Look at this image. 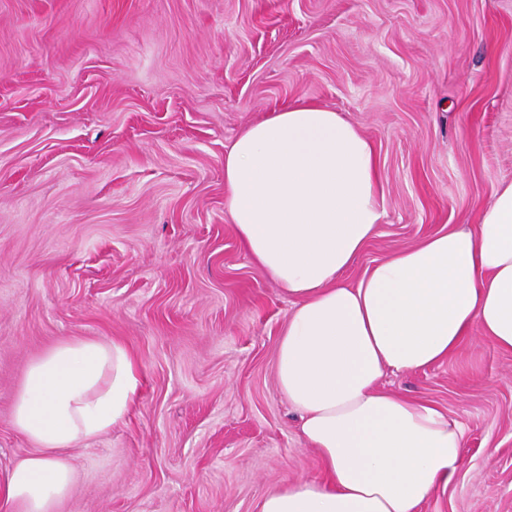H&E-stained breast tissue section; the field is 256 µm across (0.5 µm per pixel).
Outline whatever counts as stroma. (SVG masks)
Wrapping results in <instances>:
<instances>
[{
    "mask_svg": "<svg viewBox=\"0 0 512 512\" xmlns=\"http://www.w3.org/2000/svg\"><path fill=\"white\" fill-rule=\"evenodd\" d=\"M310 101L371 141L377 235L343 273L477 223L512 181V0H0V472L29 364L122 340L125 421L66 450L58 512H257L320 474L278 391L291 303L224 208V152ZM467 429L466 466L421 512H512V352L466 340L387 374Z\"/></svg>",
    "mask_w": 512,
    "mask_h": 512,
    "instance_id": "35a3bbf8",
    "label": "stroma"
}]
</instances>
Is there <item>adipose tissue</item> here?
<instances>
[{"mask_svg": "<svg viewBox=\"0 0 512 512\" xmlns=\"http://www.w3.org/2000/svg\"><path fill=\"white\" fill-rule=\"evenodd\" d=\"M224 191L253 262L292 301L276 383L321 469L257 512H420L461 469L466 431L381 379L447 361L475 334L512 352V182L478 223L388 254L353 286L340 276L377 233L384 183L339 112L298 101L249 125L224 153ZM141 378L119 340L66 339L32 362L11 422L38 451L0 475V512H56L73 483L61 450L123 423Z\"/></svg>", "mask_w": 512, "mask_h": 512, "instance_id": "adipose-tissue-1", "label": "adipose tissue"}]
</instances>
